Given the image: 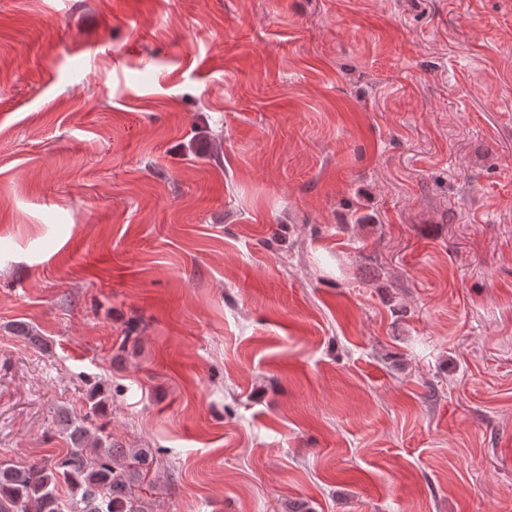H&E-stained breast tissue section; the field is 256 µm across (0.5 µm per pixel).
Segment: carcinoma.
<instances>
[{"label": "carcinoma", "mask_w": 512, "mask_h": 512, "mask_svg": "<svg viewBox=\"0 0 512 512\" xmlns=\"http://www.w3.org/2000/svg\"><path fill=\"white\" fill-rule=\"evenodd\" d=\"M56 430L70 441L63 455L26 466L0 460V512H150L135 492L152 466L148 450L119 448L105 425L90 428L63 410Z\"/></svg>", "instance_id": "1"}]
</instances>
